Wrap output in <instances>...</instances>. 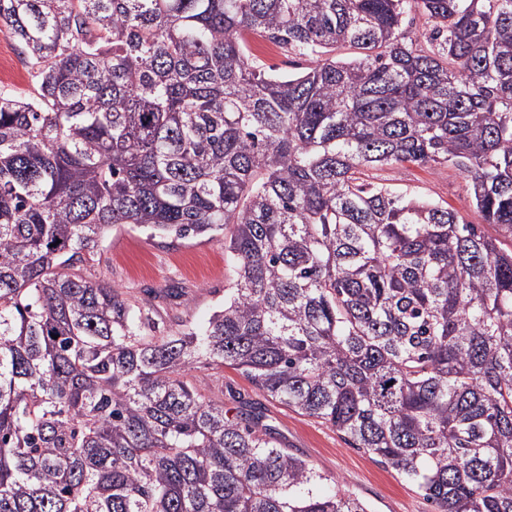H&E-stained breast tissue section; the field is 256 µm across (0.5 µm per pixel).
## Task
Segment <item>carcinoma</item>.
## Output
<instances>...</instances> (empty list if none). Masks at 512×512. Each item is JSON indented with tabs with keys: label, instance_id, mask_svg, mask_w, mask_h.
Wrapping results in <instances>:
<instances>
[{
	"label": "carcinoma",
	"instance_id": "carcinoma-1",
	"mask_svg": "<svg viewBox=\"0 0 512 512\" xmlns=\"http://www.w3.org/2000/svg\"><path fill=\"white\" fill-rule=\"evenodd\" d=\"M2 26L30 89L0 87V512H372L200 363L435 512H512V0H0ZM405 163L455 167L497 235L361 181ZM123 225L224 242L205 322L82 275ZM250 48L254 54L263 60L267 67H271L279 73L288 74V72L300 71L296 68L306 67L308 64L298 58H287L275 46L262 40L251 42ZM289 61H292V63L289 64Z\"/></svg>",
	"mask_w": 512,
	"mask_h": 512
}]
</instances>
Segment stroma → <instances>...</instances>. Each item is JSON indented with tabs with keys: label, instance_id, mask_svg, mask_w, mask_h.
Here are the masks:
<instances>
[{
	"label": "stroma",
	"instance_id": "obj_1",
	"mask_svg": "<svg viewBox=\"0 0 512 512\" xmlns=\"http://www.w3.org/2000/svg\"><path fill=\"white\" fill-rule=\"evenodd\" d=\"M365 181L410 191L448 206L465 221L477 224L465 183L454 167L404 164L363 173ZM86 276L103 277L122 288L130 299H148L169 288L182 289L181 298L161 301L169 317L200 321L224 295L227 266L224 247L203 237L153 238L124 227L111 231L97 253L84 265ZM198 379L213 386L225 407L239 401L262 403L267 424L283 447L307 458L318 470L335 476L369 504L373 512H434L418 490L374 457L349 447L336 431L318 420L299 415L262 398L246 376L233 368L197 370Z\"/></svg>",
	"mask_w": 512,
	"mask_h": 512
}]
</instances>
